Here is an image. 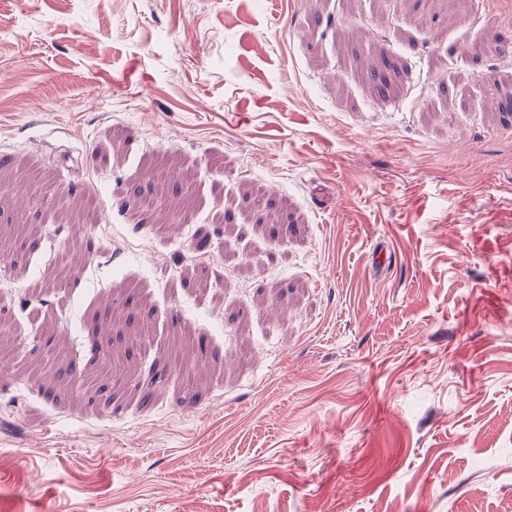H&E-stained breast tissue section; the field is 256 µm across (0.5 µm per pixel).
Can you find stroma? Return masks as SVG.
Returning a JSON list of instances; mask_svg holds the SVG:
<instances>
[{"label": "stroma", "mask_w": 512, "mask_h": 512, "mask_svg": "<svg viewBox=\"0 0 512 512\" xmlns=\"http://www.w3.org/2000/svg\"><path fill=\"white\" fill-rule=\"evenodd\" d=\"M509 44L0 0V512H512Z\"/></svg>", "instance_id": "obj_1"}]
</instances>
